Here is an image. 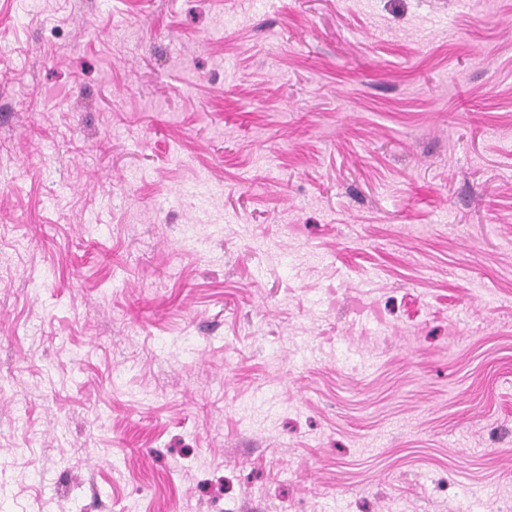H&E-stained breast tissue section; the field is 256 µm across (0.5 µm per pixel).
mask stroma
I'll use <instances>...</instances> for the list:
<instances>
[{"label": "stroma", "mask_w": 512, "mask_h": 512, "mask_svg": "<svg viewBox=\"0 0 512 512\" xmlns=\"http://www.w3.org/2000/svg\"><path fill=\"white\" fill-rule=\"evenodd\" d=\"M510 494L512 0H0V512Z\"/></svg>", "instance_id": "1"}]
</instances>
